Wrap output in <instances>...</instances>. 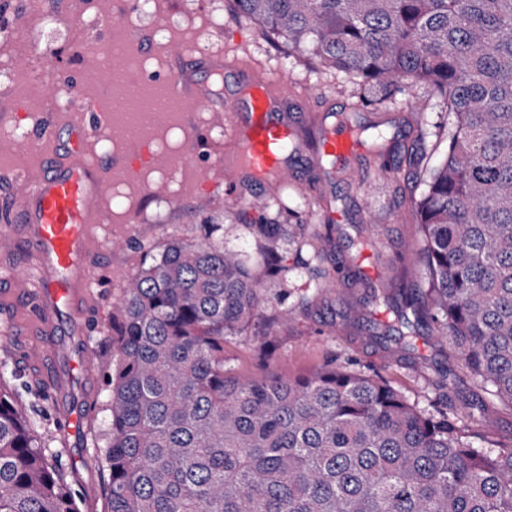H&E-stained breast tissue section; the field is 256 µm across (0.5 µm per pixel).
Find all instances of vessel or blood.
I'll list each match as a JSON object with an SVG mask.
<instances>
[{
	"label": "vessel or blood",
	"instance_id": "b4317fda",
	"mask_svg": "<svg viewBox=\"0 0 512 512\" xmlns=\"http://www.w3.org/2000/svg\"><path fill=\"white\" fill-rule=\"evenodd\" d=\"M244 40L241 33L224 35V48L205 56L176 55L168 61L171 90L186 103L183 115L185 138L193 148L203 141L194 114L199 107L223 112L227 131L224 154L218 172L195 183V191L210 194L223 192L225 199H235L243 178L250 177L269 186H279L288 171L286 150L295 136V121L289 112L296 92L286 80L270 68H253L229 58V50ZM216 76L232 70L242 79L233 94H221L211 82L199 79L198 70ZM109 87L84 100L80 108L90 122L104 126L110 121L105 104ZM58 117L41 122L31 142L35 151L54 146ZM147 138L124 144L113 154L111 163L92 159L91 148L80 127H73L70 146L49 174H34L18 168L21 193L12 206L0 212V238L15 240L25 236L30 251L39 262L40 284L37 293L22 291L17 271L0 276V294L11 293L26 307L32 347L40 357H47L50 338L59 315H69L78 327V335L86 330L81 317L90 303L93 252L91 230L107 223L109 209L100 185L112 177L124 175L137 179L151 167L153 157L147 150ZM324 153L345 166L364 157L368 149L353 128L338 124L323 136Z\"/></svg>",
	"mask_w": 512,
	"mask_h": 512
}]
</instances>
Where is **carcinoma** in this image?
Wrapping results in <instances>:
<instances>
[{
    "instance_id": "cac0c4a2",
    "label": "carcinoma",
    "mask_w": 512,
    "mask_h": 512,
    "mask_svg": "<svg viewBox=\"0 0 512 512\" xmlns=\"http://www.w3.org/2000/svg\"><path fill=\"white\" fill-rule=\"evenodd\" d=\"M233 2L352 79L355 112L419 82L447 105V156L416 201L429 288L404 291L396 321L436 328L482 395L425 412L336 365L237 378L224 339L259 310L261 282L207 235L171 242L121 301L107 512H512V442L465 430L483 395L512 404V0ZM248 227L270 247L300 229L262 216ZM0 512H77L1 393Z\"/></svg>"
}]
</instances>
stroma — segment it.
<instances>
[{"label": "stroma", "instance_id": "1", "mask_svg": "<svg viewBox=\"0 0 512 512\" xmlns=\"http://www.w3.org/2000/svg\"><path fill=\"white\" fill-rule=\"evenodd\" d=\"M25 14L0 13V68L15 72L0 79L9 94L0 102V114L12 121L0 123V169L16 165L11 148L17 128L31 130L39 100L23 91L37 66L25 53L27 43L39 46L52 71L45 83L57 109L69 112L71 87L55 75L56 69L83 73V59L106 48L105 27L79 26L71 0H24ZM173 22L154 52L142 55L146 71L165 77L168 58L194 47H217L218 35L240 29L250 40L243 53L285 74L296 85H308L323 95L318 112L298 118L295 148L288 153L286 180L268 189L243 179L235 200L217 193L200 197L170 182L165 169L190 148L179 125L158 131L152 140L155 163L143 175L152 192L142 196L141 184L115 181L105 196L113 223L98 224L93 272L95 282L88 311L92 367L82 365L77 337L58 329L54 351L76 361L69 401L78 413L75 435L63 434L56 422L55 401L35 375L31 354L14 337L0 346V390L30 418L47 450L48 460L73 494L79 512H107L109 471L98 448L107 441L110 412L107 375L115 357L114 336L121 322L120 303L131 280L170 242L192 243L210 236L214 244L243 253L265 286L266 300L252 324L224 342V358L244 378L278 375L299 378L329 364L379 375L407 399L425 407H458L474 399L477 390L465 377L436 330L419 329L411 349L393 345L382 353L368 336L388 331L394 322L390 300L403 289L425 285L426 266L416 245L422 228L413 206L433 168L447 153L443 144H428L419 165L405 156L420 130L445 120L447 109L424 85L392 102L358 112L356 120L382 131L387 160L394 168L384 177L374 174L372 158L339 170L322 156L324 125L356 102V87L343 74L324 68L265 32L253 18L240 13L232 0H178L167 13ZM176 199L166 209V199ZM266 204L267 214L279 224H297L295 240L281 239L277 253L282 273L272 274L267 248L256 241L243 211L248 203ZM140 205L142 220L124 223L128 207ZM455 375L454 385L443 386L444 373ZM469 429L488 442L512 441V406L498 404L473 417Z\"/></svg>", "mask_w": 512, "mask_h": 512}]
</instances>
